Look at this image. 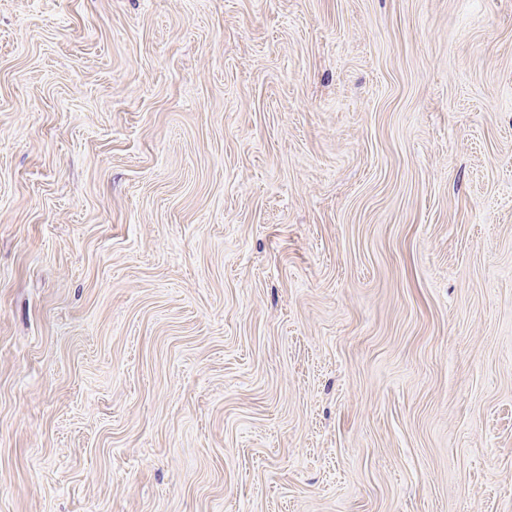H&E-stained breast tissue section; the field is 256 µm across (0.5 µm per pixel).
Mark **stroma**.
<instances>
[{
    "mask_svg": "<svg viewBox=\"0 0 512 512\" xmlns=\"http://www.w3.org/2000/svg\"><path fill=\"white\" fill-rule=\"evenodd\" d=\"M0 512H512V0H0Z\"/></svg>",
    "mask_w": 512,
    "mask_h": 512,
    "instance_id": "obj_1",
    "label": "stroma"
}]
</instances>
